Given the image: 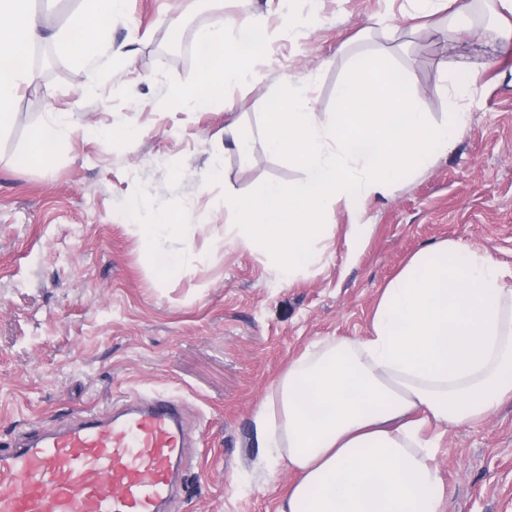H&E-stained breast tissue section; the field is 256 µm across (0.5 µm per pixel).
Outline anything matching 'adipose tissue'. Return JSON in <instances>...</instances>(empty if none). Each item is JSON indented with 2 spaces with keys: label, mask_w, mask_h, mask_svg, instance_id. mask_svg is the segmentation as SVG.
Returning <instances> with one entry per match:
<instances>
[{
  "label": "adipose tissue",
  "mask_w": 512,
  "mask_h": 512,
  "mask_svg": "<svg viewBox=\"0 0 512 512\" xmlns=\"http://www.w3.org/2000/svg\"><path fill=\"white\" fill-rule=\"evenodd\" d=\"M30 0H0V129L44 38ZM126 0H81L60 49L97 69ZM179 107L219 100L254 79L257 37L216 16ZM512 398V286L488 251L442 239L417 249L383 286L366 335L332 337L289 363L255 412L261 447L293 480L279 512H446L437 459L449 429Z\"/></svg>",
  "instance_id": "obj_1"
}]
</instances>
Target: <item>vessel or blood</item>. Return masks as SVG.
<instances>
[{
    "label": "vessel or blood",
    "mask_w": 512,
    "mask_h": 512,
    "mask_svg": "<svg viewBox=\"0 0 512 512\" xmlns=\"http://www.w3.org/2000/svg\"><path fill=\"white\" fill-rule=\"evenodd\" d=\"M182 445L171 402L85 412L0 450V512H161Z\"/></svg>",
    "instance_id": "b4317fda"
}]
</instances>
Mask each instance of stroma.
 Segmentation results:
<instances>
[{"mask_svg": "<svg viewBox=\"0 0 512 512\" xmlns=\"http://www.w3.org/2000/svg\"><path fill=\"white\" fill-rule=\"evenodd\" d=\"M219 8L240 30L262 25L259 77L222 101L171 106V90L197 79L185 35ZM366 53L409 69L437 122L452 110L456 69L471 68L466 124L448 153L365 205L372 230L361 245L346 240L353 218L335 205L323 265L282 283L271 259L225 240L224 190L303 172L257 137L241 155L230 128L257 130L272 91L309 74L325 118ZM57 60L60 72L29 74L0 131V448L82 411L168 397L189 432L170 512H277L291 476L259 447L254 412L289 362L325 337L365 335L382 286L427 243L461 240L512 272V30L495 16L481 28L469 14L421 20L405 0H127L100 70ZM53 112L71 133L27 166ZM214 165L220 177H209ZM133 209L144 220L183 212L181 234L160 244L186 255L170 278L155 277L154 256L125 224ZM438 460L447 512H512V401L449 431Z\"/></svg>", "mask_w": 512, "mask_h": 512, "instance_id": "stroma-1", "label": "stroma"}]
</instances>
